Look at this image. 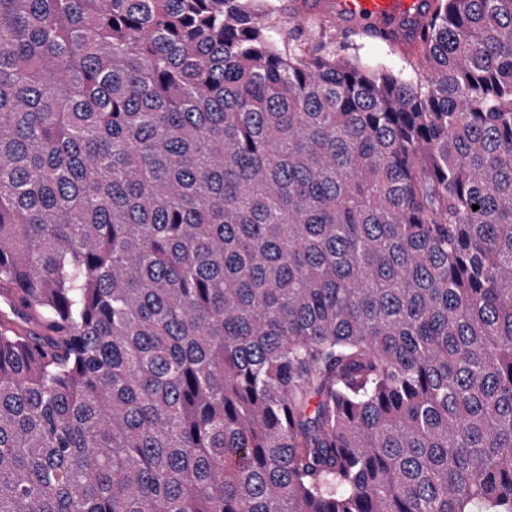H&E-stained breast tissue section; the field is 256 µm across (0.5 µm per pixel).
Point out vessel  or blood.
Returning <instances> with one entry per match:
<instances>
[{
	"mask_svg": "<svg viewBox=\"0 0 512 512\" xmlns=\"http://www.w3.org/2000/svg\"><path fill=\"white\" fill-rule=\"evenodd\" d=\"M425 6L426 0H334L332 11L337 21L374 19L379 28L407 36Z\"/></svg>",
	"mask_w": 512,
	"mask_h": 512,
	"instance_id": "vessel-or-blood-1",
	"label": "vessel or blood"
}]
</instances>
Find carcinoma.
<instances>
[{"instance_id":"carcinoma-1","label":"carcinoma","mask_w":512,"mask_h":512,"mask_svg":"<svg viewBox=\"0 0 512 512\" xmlns=\"http://www.w3.org/2000/svg\"><path fill=\"white\" fill-rule=\"evenodd\" d=\"M276 12L0 0V512H512V0ZM319 1L321 15L307 21L311 31L308 43L310 50L322 41L327 50L336 52V56L378 65L404 78L416 79V74L409 65L411 59L409 47L406 45L408 39H399V45H390L351 32L363 26L341 25L337 22L374 19L379 21L377 28L408 36L412 32V21L425 10V0Z\"/></svg>"}]
</instances>
